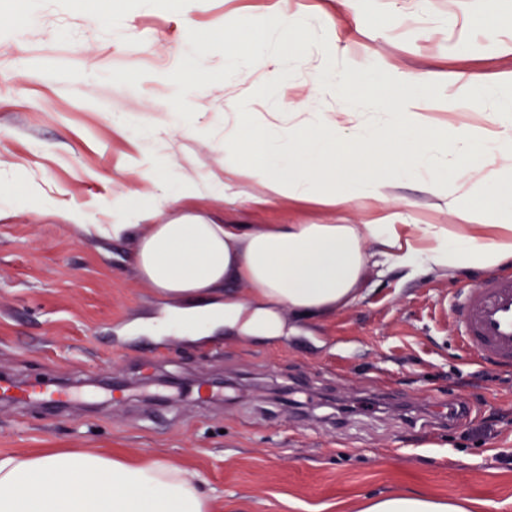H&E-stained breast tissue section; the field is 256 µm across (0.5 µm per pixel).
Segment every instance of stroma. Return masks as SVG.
<instances>
[{
  "label": "stroma",
  "mask_w": 512,
  "mask_h": 512,
  "mask_svg": "<svg viewBox=\"0 0 512 512\" xmlns=\"http://www.w3.org/2000/svg\"><path fill=\"white\" fill-rule=\"evenodd\" d=\"M21 0H0V374L68 384L86 399L65 410L0 403V454L90 448L131 461L166 460L200 474L211 512H359L368 498L405 493L471 500L475 512H512V367L480 363L453 335L450 300L489 269L470 265L415 276L366 269L356 301L300 321L276 342L183 328L156 336L144 323L172 301L139 278L136 240L87 235L91 224L126 220L119 194L144 189L134 171L171 153L177 171L227 179L224 115L260 123L270 107L267 70L243 83L223 46L200 51L195 35L239 28L277 7L314 28L304 56L280 59L291 78L311 80L325 57L362 51L365 100L357 120L383 117L367 99L390 69L413 75L512 71V0H114L89 21L79 0H32L34 20L12 25ZM495 4L499 25L472 19ZM469 46L467 57L454 54ZM225 85L190 93L196 64ZM499 103L429 104L440 131L493 128ZM35 184L27 199L15 181ZM228 180V179H227ZM231 182V181H230ZM165 191L169 217L210 214L225 224H359L358 204L330 211L308 201L247 202L257 186L232 181L225 196ZM398 224H444L421 178L389 205ZM215 379L207 404L196 383ZM469 413L435 421L437 401Z\"/></svg>",
  "instance_id": "35a3bbf8"
}]
</instances>
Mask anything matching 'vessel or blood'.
<instances>
[{"label": "vessel or blood", "mask_w": 512, "mask_h": 512, "mask_svg": "<svg viewBox=\"0 0 512 512\" xmlns=\"http://www.w3.org/2000/svg\"><path fill=\"white\" fill-rule=\"evenodd\" d=\"M456 340L462 349L485 362L512 364V273L484 279L453 300ZM0 397L23 403L68 405L70 393L40 383L17 386L0 379Z\"/></svg>", "instance_id": "1"}]
</instances>
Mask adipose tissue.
Listing matches in <instances>:
<instances>
[{
    "label": "adipose tissue",
    "instance_id": "ef3b65f1",
    "mask_svg": "<svg viewBox=\"0 0 512 512\" xmlns=\"http://www.w3.org/2000/svg\"><path fill=\"white\" fill-rule=\"evenodd\" d=\"M307 19H257L232 49L241 77L271 59L299 58L296 35ZM360 69L329 61L308 83L275 73L268 102L277 109H311L305 135L267 121L225 124L224 167L255 183L254 204L273 200H314L337 209L350 203L375 211L361 224H270L250 230L218 224L202 214L165 224L155 216L169 204L158 187L175 173L171 157L155 159L140 176L147 190L121 195L127 224L87 225V232L115 239L133 224L142 233L135 265L143 284L182 301L177 320L224 328L233 336L276 340L293 333L283 311L305 319L336 312L358 296L368 266L452 271L486 268L512 259V192L503 193L496 168L512 172V112L497 113L498 131L471 128L442 136L418 109L447 91L469 92L474 108L487 97L512 102V72L476 76L400 75L372 101L385 111V126L363 128L352 112H318L327 91L352 98ZM427 181L433 206L448 214L446 224H395L388 205L396 188L412 177ZM247 282L249 303L230 288ZM205 306H198L200 298ZM199 474L162 460L130 462L89 451L0 454V512H208ZM465 500L406 494L366 500L361 512H469Z\"/></svg>",
    "mask_w": 512,
    "mask_h": 512
}]
</instances>
